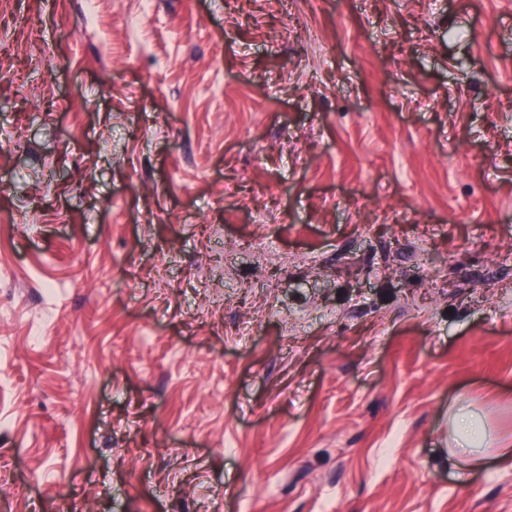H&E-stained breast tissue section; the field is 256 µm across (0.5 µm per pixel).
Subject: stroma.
I'll return each instance as SVG.
<instances>
[{
    "mask_svg": "<svg viewBox=\"0 0 512 512\" xmlns=\"http://www.w3.org/2000/svg\"><path fill=\"white\" fill-rule=\"evenodd\" d=\"M96 2L0 9V512H512V0Z\"/></svg>",
    "mask_w": 512,
    "mask_h": 512,
    "instance_id": "stroma-1",
    "label": "stroma"
}]
</instances>
